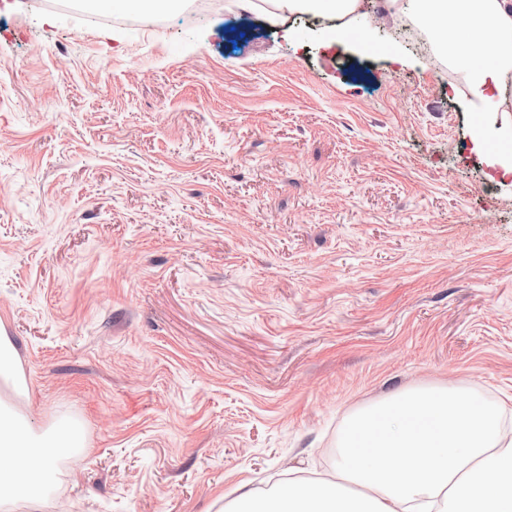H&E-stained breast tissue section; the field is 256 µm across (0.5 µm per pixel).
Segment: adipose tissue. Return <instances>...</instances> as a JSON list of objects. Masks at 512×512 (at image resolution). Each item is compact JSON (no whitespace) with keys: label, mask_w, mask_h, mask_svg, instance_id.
I'll list each match as a JSON object with an SVG mask.
<instances>
[{"label":"adipose tissue","mask_w":512,"mask_h":512,"mask_svg":"<svg viewBox=\"0 0 512 512\" xmlns=\"http://www.w3.org/2000/svg\"><path fill=\"white\" fill-rule=\"evenodd\" d=\"M255 10L355 20L361 0H235ZM389 17L413 16L467 76L473 96L500 111L512 78V0H386ZM85 446L63 419L42 433L0 410V503L48 496L62 456ZM333 472L293 477L269 491L240 485L226 512H512V435L497 411L445 385H418L347 418Z\"/></svg>","instance_id":"1"}]
</instances>
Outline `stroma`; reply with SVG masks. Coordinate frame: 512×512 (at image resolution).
<instances>
[{
	"mask_svg": "<svg viewBox=\"0 0 512 512\" xmlns=\"http://www.w3.org/2000/svg\"><path fill=\"white\" fill-rule=\"evenodd\" d=\"M0 0V335L87 446L0 512H223L446 384L512 427V178L463 77L335 22ZM485 130L474 131L473 113Z\"/></svg>",
	"mask_w": 512,
	"mask_h": 512,
	"instance_id": "35a3bbf8",
	"label": "stroma"
}]
</instances>
